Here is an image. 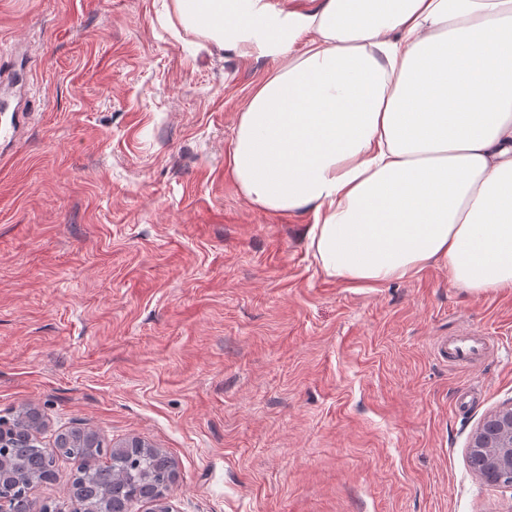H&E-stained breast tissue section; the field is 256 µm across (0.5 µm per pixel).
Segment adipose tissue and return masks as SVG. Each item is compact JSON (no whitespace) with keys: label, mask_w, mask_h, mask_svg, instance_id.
<instances>
[{"label":"adipose tissue","mask_w":512,"mask_h":512,"mask_svg":"<svg viewBox=\"0 0 512 512\" xmlns=\"http://www.w3.org/2000/svg\"><path fill=\"white\" fill-rule=\"evenodd\" d=\"M170 21L282 60L228 167L259 209L312 213L328 277L512 288V0H172Z\"/></svg>","instance_id":"ef3b65f1"}]
</instances>
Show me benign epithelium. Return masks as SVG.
<instances>
[{"label": "benign epithelium", "instance_id": "1", "mask_svg": "<svg viewBox=\"0 0 512 512\" xmlns=\"http://www.w3.org/2000/svg\"><path fill=\"white\" fill-rule=\"evenodd\" d=\"M469 453L481 459L483 478L499 473L512 478V402L483 420L472 436Z\"/></svg>", "mask_w": 512, "mask_h": 512}]
</instances>
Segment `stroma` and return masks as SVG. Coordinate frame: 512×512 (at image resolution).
I'll return each instance as SVG.
<instances>
[{
  "mask_svg": "<svg viewBox=\"0 0 512 512\" xmlns=\"http://www.w3.org/2000/svg\"><path fill=\"white\" fill-rule=\"evenodd\" d=\"M171 0H0V82L30 121L0 161V416L176 462L175 512H512L468 465L512 401V289L429 265L353 288L227 168L281 62L172 29ZM475 331L476 366L435 353ZM57 481L31 492L76 512Z\"/></svg>",
  "mask_w": 512,
  "mask_h": 512,
  "instance_id": "35a3bbf8",
  "label": "stroma"
}]
</instances>
